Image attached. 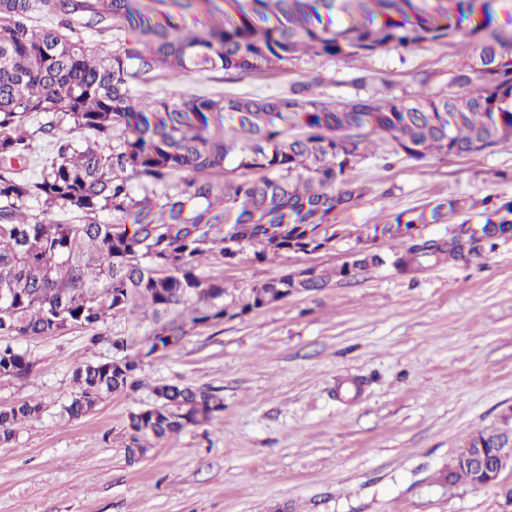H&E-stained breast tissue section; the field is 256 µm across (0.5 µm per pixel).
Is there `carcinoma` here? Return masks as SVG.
<instances>
[{"label":"carcinoma","instance_id":"carcinoma-1","mask_svg":"<svg viewBox=\"0 0 512 512\" xmlns=\"http://www.w3.org/2000/svg\"><path fill=\"white\" fill-rule=\"evenodd\" d=\"M332 0H0V336H55L93 328L144 302L157 324L145 353L126 354L122 337L95 334L109 360L77 366L76 392L60 416L79 419L105 397L141 387L142 357L175 345L186 327L218 326L288 299L320 292L335 278L391 266L401 273L458 261L480 242L494 250L512 239V200L483 207L440 237L465 201L448 197L373 225L401 238L384 254L361 243L331 271L314 267L258 283L234 295L197 273L218 252L232 263L250 249L264 261L313 253L336 240L337 215L364 188L353 171L380 141L389 156L464 157L512 143V35L473 27L474 62L451 73L460 95L424 101L373 96L331 102L315 93L320 77L282 96L251 98L184 92L146 102L130 81L156 70L173 75L220 68L249 75L303 57L354 58L380 50L440 44L456 29L446 0H358L349 24L320 26L317 2ZM219 10L223 25L186 32L185 14ZM124 33L118 47L95 48L86 32ZM52 157L28 175L37 142ZM56 211L75 215L61 224ZM34 362L0 345V379H24ZM152 405L129 416L133 460L152 441L198 426L224 410L208 387L163 384ZM32 400L0 408V445L41 416ZM505 428L470 434L459 446L498 448ZM440 475L475 484L453 456Z\"/></svg>","mask_w":512,"mask_h":512}]
</instances>
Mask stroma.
Segmentation results:
<instances>
[{
    "label": "stroma",
    "instance_id": "1",
    "mask_svg": "<svg viewBox=\"0 0 512 512\" xmlns=\"http://www.w3.org/2000/svg\"><path fill=\"white\" fill-rule=\"evenodd\" d=\"M471 44L389 49L317 60L241 77L221 70L158 72L135 95L183 92L269 97L322 74L324 97L422 98L448 88ZM355 175L365 188L339 223L382 224L395 213L449 196L512 200V144L464 158H371ZM355 241L268 261L233 264L205 255L198 271L230 293L306 267L332 269ZM150 311L113 315L101 330L140 343ZM84 328L23 340L35 366L0 381V407L44 406L0 446V512H505L498 484H448L438 473L471 433L512 410V240L469 260L402 275L360 271L218 327H198L143 358L137 391L103 399L76 420L58 411L72 371L110 358ZM214 388L224 410L212 421L156 442L129 461L125 424L153 403L155 386Z\"/></svg>",
    "mask_w": 512,
    "mask_h": 512
}]
</instances>
